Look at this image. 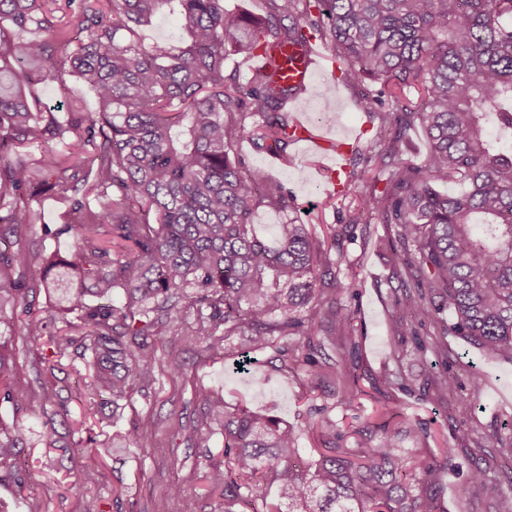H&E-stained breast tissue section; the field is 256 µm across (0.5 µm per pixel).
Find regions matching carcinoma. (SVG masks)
<instances>
[{
	"instance_id": "carcinoma-1",
	"label": "carcinoma",
	"mask_w": 512,
	"mask_h": 512,
	"mask_svg": "<svg viewBox=\"0 0 512 512\" xmlns=\"http://www.w3.org/2000/svg\"><path fill=\"white\" fill-rule=\"evenodd\" d=\"M172 0H0V323L3 308L41 290L62 296L75 314L66 334L51 338L63 356L80 337L94 358L88 395L112 402L153 383L150 336H170L221 353L238 337L235 367L247 373L253 355L273 349L285 367L303 370L313 391L325 368L346 361L328 353L336 332L356 346L354 313L336 305L354 282L332 272L338 233L320 239L290 218L276 225L274 244L252 224L259 206L288 210V192L233 152L248 137L282 154L293 143L285 110L288 88L253 72L242 92L225 74L230 53L269 54L280 45L318 40L346 64L343 80L380 85L361 106L378 114L377 136L389 138L386 187L360 195L357 216L377 212L394 226L390 258L401 296L390 312L391 356L418 339L438 367L426 376L430 400L443 402L457 379L448 375V344L464 343L512 362V0H267L261 18L233 13L224 0H178L187 40L144 45L138 30ZM71 19L60 26L56 12ZM31 29L46 34L28 38ZM66 69L93 93L97 108L77 103L60 121L37 102L34 88L60 81ZM414 89L418 102L406 98ZM397 111L383 110V97ZM421 128L426 162L399 158V144ZM75 138L69 151L36 160L33 143ZM451 183L453 193L441 190ZM52 193L68 204L70 222L50 232L74 233L67 256L36 250L27 227L38 222L31 198ZM120 290L123 303H112ZM104 303L91 306L84 294ZM314 304L313 313L301 311ZM195 308L190 326L185 306ZM346 372L332 395L342 404L358 386ZM378 386L412 391L399 373ZM204 416L224 430V461L205 479L221 492L224 512H281L252 481L276 484L286 512H440L435 495L441 465L402 452L406 436L430 429L393 409L349 434L330 418L312 425L319 458L305 471L294 459V427L202 390ZM0 400L44 419L55 433L42 387L0 378ZM124 438L150 448L156 433L132 427ZM24 430L0 421V467L17 461ZM86 466L103 464L98 445L78 449ZM471 486L496 502L507 480L477 469Z\"/></svg>"
}]
</instances>
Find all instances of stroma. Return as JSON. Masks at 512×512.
I'll use <instances>...</instances> for the list:
<instances>
[{"label": "stroma", "instance_id": "obj_1", "mask_svg": "<svg viewBox=\"0 0 512 512\" xmlns=\"http://www.w3.org/2000/svg\"><path fill=\"white\" fill-rule=\"evenodd\" d=\"M368 90V85L343 81L340 67L326 65L318 69L312 92L291 109L293 117H306L314 127L332 134L358 133L360 153L348 155L339 173L351 195L370 190L381 171L382 146L374 140L377 125L358 107ZM37 95L49 108L61 102H76L90 110L96 107L93 94L69 74L61 83L39 87ZM235 151L249 167L282 183L291 197L288 211L255 210L253 224L260 237L273 241L276 224L289 217L301 224H328L339 230L336 272L357 283L355 297H343L342 302L357 313L358 345L347 365L361 376L360 394L348 404L337 405L325 390L310 391L303 372L284 370L271 350L257 355L254 374L247 377L234 373L229 358L187 347L182 351L184 368L173 375L163 366L170 349L168 337L153 336L148 345L157 365L154 383L148 390L133 392L116 409L110 395L86 397L90 371L75 350L60 358L52 356L48 337L58 331V324L49 325L46 335L29 336L24 329L27 317L21 314L13 327L0 333L11 354V376L23 383L41 380L50 408L66 405L68 415L56 422V443L49 448L42 441L41 422L0 402V420L22 426L26 434L18 455L25 468L23 481L0 468V512H152L154 501L161 497L168 498L169 512H181L185 496L195 497L203 512H211L218 498L208 494L204 474L210 463L223 460L224 434L206 426L204 406L196 395L200 389L221 394L232 407L267 413L301 428L297 461L303 467L317 457L316 442L304 431L306 424L316 421V409H325L340 426L361 427L374 421L382 405L405 406L409 416L431 426L430 437L417 445L420 452L435 455L446 445L454 450L439 491L440 512H498L494 503L474 493L469 477L477 467L500 478L512 472V458L501 453L499 444L500 438L512 436V362L467 348L452 337L448 363L462 377L481 372L486 387L480 395H472L462 385L449 392L446 405L440 406L399 391L376 394L371 384L387 371L399 370L419 387L433 367L432 360L422 358L411 341L398 357L390 355L388 314L398 285L388 261L391 226L375 213L353 221L349 198L329 200L332 184L301 145H291L286 154L275 157L244 138ZM255 376L264 379V386L252 384ZM464 402L470 403L471 416L462 423L453 409ZM135 424L156 432V447L117 446L95 469L87 467L76 451L78 441H101Z\"/></svg>", "mask_w": 512, "mask_h": 512}]
</instances>
